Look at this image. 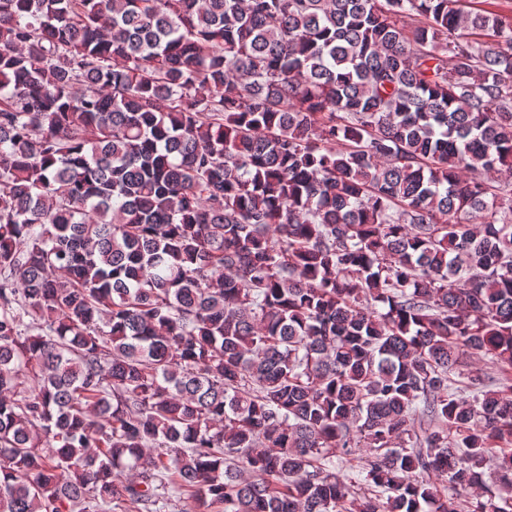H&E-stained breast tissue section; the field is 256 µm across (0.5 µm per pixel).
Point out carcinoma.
Listing matches in <instances>:
<instances>
[{
  "label": "carcinoma",
  "mask_w": 512,
  "mask_h": 512,
  "mask_svg": "<svg viewBox=\"0 0 512 512\" xmlns=\"http://www.w3.org/2000/svg\"><path fill=\"white\" fill-rule=\"evenodd\" d=\"M504 169L464 0H0V512H512Z\"/></svg>",
  "instance_id": "obj_1"
}]
</instances>
